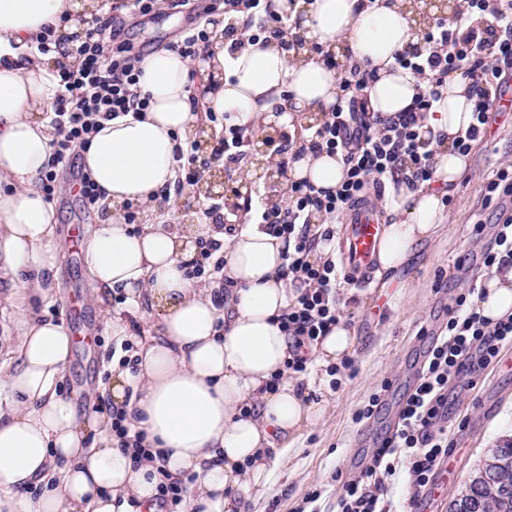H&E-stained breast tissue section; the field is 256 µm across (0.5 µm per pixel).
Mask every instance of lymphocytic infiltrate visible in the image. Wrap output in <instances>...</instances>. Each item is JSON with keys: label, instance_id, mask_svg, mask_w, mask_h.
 <instances>
[{"label": "lymphocytic infiltrate", "instance_id": "f902f5d3", "mask_svg": "<svg viewBox=\"0 0 512 512\" xmlns=\"http://www.w3.org/2000/svg\"><path fill=\"white\" fill-rule=\"evenodd\" d=\"M225 9L234 16L235 30L249 40L289 33L287 17L274 10L271 0H225ZM122 33L115 16L96 18L85 41L72 51L76 64L59 66L61 90L51 118L57 138L41 177L47 197L56 193L58 169L71 164L75 149L89 144L102 121L149 106L148 97L138 90L135 59L120 42ZM421 39L428 54L399 53L395 62L420 77L429 90L397 116H382L367 105L365 89L376 77L375 68L357 62L343 66L335 106L308 139L312 152L341 155L344 176L336 190L319 192L308 181H293L284 192V203L266 205L267 194L261 191L255 202H244L232 215H225L220 201L204 211L205 218L222 225L225 237L256 224L267 233L292 240L281 275L288 279L295 300L277 320L288 337L287 366L295 374L307 372L311 345L337 324L340 289L348 282L332 257L316 258L319 245L332 239L333 224L347 210L370 190H382L385 180L413 188L431 180L433 151L419 129L438 98L439 87L449 73L459 70L471 82L474 122L454 138L452 146L470 153L485 130L488 107L502 88L501 76L512 68V5L504 8L496 0H463L452 18L434 20ZM223 249V239L201 238L200 257L187 266L188 277H207L219 302L231 286L224 277ZM511 269L510 208L499 214L493 243L482 254L480 275L471 278L467 290L449 306L445 328L427 352L395 429L376 442L359 474L339 477L336 512H393L391 489L403 474L410 492L431 485L454 446L443 424L448 416L449 382L501 363L504 347L512 344V316L490 322L469 298L483 294V276Z\"/></svg>", "mask_w": 512, "mask_h": 512}]
</instances>
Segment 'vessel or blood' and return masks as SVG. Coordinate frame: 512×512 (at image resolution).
Instances as JSON below:
<instances>
[{"mask_svg":"<svg viewBox=\"0 0 512 512\" xmlns=\"http://www.w3.org/2000/svg\"><path fill=\"white\" fill-rule=\"evenodd\" d=\"M341 266L352 286L370 284L382 237V217L371 202H360L344 219Z\"/></svg>","mask_w":512,"mask_h":512,"instance_id":"obj_1","label":"vessel or blood"}]
</instances>
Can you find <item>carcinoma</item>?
<instances>
[{
  "instance_id": "1",
  "label": "carcinoma",
  "mask_w": 512,
  "mask_h": 512,
  "mask_svg": "<svg viewBox=\"0 0 512 512\" xmlns=\"http://www.w3.org/2000/svg\"><path fill=\"white\" fill-rule=\"evenodd\" d=\"M449 512H512V442L492 449Z\"/></svg>"
}]
</instances>
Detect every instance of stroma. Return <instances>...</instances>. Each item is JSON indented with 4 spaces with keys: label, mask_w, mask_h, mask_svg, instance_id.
<instances>
[{
    "label": "stroma",
    "mask_w": 512,
    "mask_h": 512,
    "mask_svg": "<svg viewBox=\"0 0 512 512\" xmlns=\"http://www.w3.org/2000/svg\"><path fill=\"white\" fill-rule=\"evenodd\" d=\"M223 11L224 0H156L148 15L128 17L125 40L134 53H150L169 46L190 16L204 12L212 18ZM470 163L468 177L449 201L443 228L408 264L374 276L368 287L355 290L353 302L341 303L340 312L358 339L352 357L355 373L344 377L338 390H325L328 405L322 419L299 434L268 497L243 501L241 512H294L316 489L322 492L317 512H334L337 472L358 473L377 439L393 427L395 411L414 385L428 337L440 332L452 299L478 273L480 254L494 239L500 209L512 205L506 197L492 203L484 199L487 183L512 164V111L490 103L488 133L473 145ZM72 175V170H59L53 200L61 214V301L49 313L95 339L93 345L75 349L62 380L65 393L83 410L93 402L90 390L105 378L111 347L104 334L105 306L92 297L82 254L71 249L73 228L86 229L98 221L95 209L70 194ZM478 223L483 230L477 234L473 228ZM385 381L390 387L380 411L354 423L355 411ZM448 403V432L456 448L437 512H448L491 448L512 439V371L491 367L476 384L461 381L449 391Z\"/></svg>",
    "instance_id": "35a3bbf8"
}]
</instances>
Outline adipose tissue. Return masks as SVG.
I'll list each match as a JSON object with an SVG mask.
<instances>
[{
	"mask_svg": "<svg viewBox=\"0 0 512 512\" xmlns=\"http://www.w3.org/2000/svg\"><path fill=\"white\" fill-rule=\"evenodd\" d=\"M293 9L307 50L285 49L271 34L251 41L213 28V53L196 63L172 50L145 55L139 86L149 93L144 118L104 122L82 152L107 210L81 248L98 296L122 293L123 308L107 313L115 346L105 392L109 407L78 412L58 385L75 339L64 323L35 313L34 301L55 302L60 263L58 214L38 177L56 138L53 109L60 51L40 54L37 40L54 27L62 49L84 36L105 0H0V296L8 317V349L16 364L0 372V512H155L159 469L188 481L183 512H239L238 495H259L288 460V441L321 420L326 399H313L289 377L287 335L277 315L293 300L278 276L288 242L246 226L224 242V276L234 286L225 305L185 267L207 224L170 230L133 226L125 206L155 210L177 172L174 150L199 128V112L226 114L245 130L288 124L311 108L335 103L341 64L370 61L377 77L366 89L368 107L386 117L410 108L425 85L395 66L396 52L422 47L433 20L428 0H274ZM338 56L331 67L324 53ZM470 82L449 74L423 122L432 143L433 179L417 189L386 184L377 264L386 273L406 264L446 224L442 199L470 171L455 151V136L472 122ZM294 179L333 190L343 177L339 158L304 151ZM498 321L512 314V270L491 277L478 300ZM143 323L135 333L134 323ZM357 337L339 321L311 347L312 360L338 365L354 354ZM130 433H143L145 453L115 447L113 413Z\"/></svg>",
	"mask_w": 512,
	"mask_h": 512,
	"instance_id": "1",
	"label": "adipose tissue"
}]
</instances>
